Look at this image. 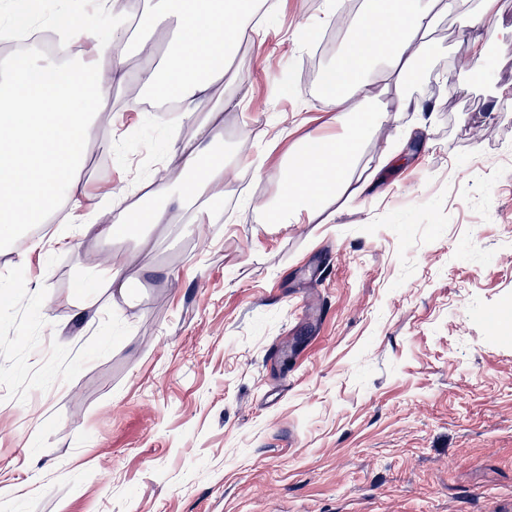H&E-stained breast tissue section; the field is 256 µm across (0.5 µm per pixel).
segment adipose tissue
Instances as JSON below:
<instances>
[{
	"label": "adipose tissue",
	"instance_id": "adipose-tissue-1",
	"mask_svg": "<svg viewBox=\"0 0 512 512\" xmlns=\"http://www.w3.org/2000/svg\"><path fill=\"white\" fill-rule=\"evenodd\" d=\"M498 3L480 0L474 7L469 0H363L351 37L325 73L332 103L326 123L335 128V136L306 135L297 141L285 156L278 196L256 202V209L275 213L279 223L296 224L337 203L353 208L364 190L353 174L365 136L388 124L395 110L412 113L417 130L432 122L433 106L412 99L406 79L432 57L438 17L473 8L493 17ZM262 5L263 0H159L155 10L139 13L141 28L170 26L175 37L163 68L140 72L130 110H137L144 94L177 92L183 119L199 121L203 136L187 148L181 173L153 188L158 205L100 225L101 236L130 235L147 243L150 231L167 223L174 207L197 206L199 218L209 220L214 200L224 196L227 176L249 165L244 152L228 160L216 151L224 114L209 109V90L227 71L247 27L260 22ZM109 6L110 0H97L94 11L55 18L61 35L81 44L67 64H40L26 56L0 63V241L79 205L74 175L106 90L125 77V28L113 27L105 38L96 33V21ZM483 70L481 37L462 31L457 62L442 74V82L465 88ZM387 94L394 97L395 110L384 107Z\"/></svg>",
	"mask_w": 512,
	"mask_h": 512
}]
</instances>
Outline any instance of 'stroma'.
Segmentation results:
<instances>
[{"label":"stroma","instance_id":"1","mask_svg":"<svg viewBox=\"0 0 512 512\" xmlns=\"http://www.w3.org/2000/svg\"><path fill=\"white\" fill-rule=\"evenodd\" d=\"M279 0L211 90L225 156L256 165L210 223L171 211L147 245L59 216L0 250V512H512V40L463 91L373 132L364 204L269 224L288 147L319 133L323 72L356 6ZM324 48L314 70L312 46ZM280 67L264 73L259 50ZM109 88L78 183L82 210L181 168L199 125L128 111ZM403 158L378 167L387 138ZM111 258L127 294L87 280ZM24 487L23 497L4 494Z\"/></svg>","mask_w":512,"mask_h":512}]
</instances>
